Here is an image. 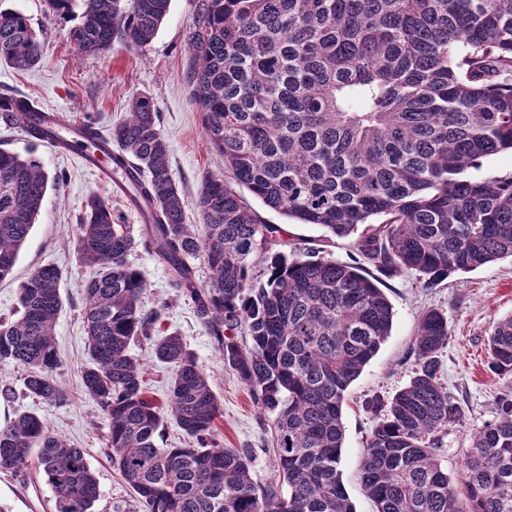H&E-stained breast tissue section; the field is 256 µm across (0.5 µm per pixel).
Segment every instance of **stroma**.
Segmentation results:
<instances>
[{"label": "stroma", "mask_w": 512, "mask_h": 512, "mask_svg": "<svg viewBox=\"0 0 512 512\" xmlns=\"http://www.w3.org/2000/svg\"><path fill=\"white\" fill-rule=\"evenodd\" d=\"M0 2L29 18L43 51L40 64L31 70L0 65V94L29 96L44 109L62 111L68 119L95 122L106 135L126 118L132 99L151 97L160 112L158 129L168 143L174 178L188 203L186 221L202 230V220L193 207L201 180L208 174L224 173V158L211 147L186 82L191 64L188 37L198 22L202 0H171L156 37L145 49L129 50L116 44L101 54L79 52L71 42L70 31L80 23V15L54 21L48 16L45 0ZM0 147L33 155L49 175L61 178L58 187L45 196L12 276L0 281V317L14 316L19 307V285L31 272L46 265L61 271L63 306L55 326L61 363L56 379L69 395L62 405L39 402L26 392L22 370L0 365V425L26 412L38 414L54 433L86 452L101 490L94 510L112 512L113 502L129 498L131 489L107 454L106 415L82 392L81 370L87 359L84 285L96 270L80 261L75 240L83 204L92 194L109 202L121 223L136 228L140 219L125 199L111 194L103 180L78 159L57 155L43 144L31 145L21 128L0 124ZM249 204L265 223L283 228L285 239L302 250L341 263L351 262L355 255L352 239L330 238L318 226L289 221L258 199H250ZM129 260L147 284L143 307L161 309L165 333L178 334L204 368L221 405L218 429L225 447L252 449L253 480L261 487L269 485L277 469L270 415L256 406L236 372L225 364L197 322L190 299L176 296L165 266L140 246ZM368 274L391 302L394 317L390 336L345 396V448L339 469L356 512H375L360 481L374 426L365 404L376 396L391 397L408 384L416 367L414 345L421 313L437 309L448 319V343L440 353V381L467 416L466 429L452 432L446 439L444 460L452 474L470 444L471 430L497 416V397L504 387L487 367V338L494 322L512 315L511 258L452 274L431 288L412 275L392 276L373 267ZM131 353L142 368L149 398L164 403L169 367L158 362L146 346L134 345ZM0 505L9 512H54V494L32 465L22 476L0 473Z\"/></svg>", "instance_id": "stroma-1"}]
</instances>
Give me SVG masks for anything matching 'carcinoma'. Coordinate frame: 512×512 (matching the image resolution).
I'll use <instances>...</instances> for the list:
<instances>
[{"mask_svg":"<svg viewBox=\"0 0 512 512\" xmlns=\"http://www.w3.org/2000/svg\"><path fill=\"white\" fill-rule=\"evenodd\" d=\"M78 2L71 38L94 54L116 41L145 48L170 7L47 0L63 20ZM189 49L191 98L224 175L202 178L201 239L185 223L155 101L133 99L112 129L116 162L145 173L134 197L144 224L136 240L108 202L86 200L76 249L97 273L85 285L84 394L107 416L112 464L146 512H355L338 469L343 402L393 324L364 265L431 288L512 258V174L463 177L483 158L512 152V0H202ZM39 60L28 17L1 8L0 65L25 70ZM9 99L0 122L44 137L39 105ZM48 187L40 162L0 149V280ZM242 187L299 224L355 237L358 261L277 251L255 275L253 255L287 242L281 227L260 222ZM137 244L167 267L224 362L273 416L276 482L258 487L253 451L217 441L220 404L206 372L181 338L160 334L161 309L142 306L146 283L128 261ZM198 255L211 272L205 285L190 264ZM61 278L53 266L35 270L19 288L20 316L0 321V365L22 370L29 395L55 405L68 401L55 380ZM136 342L173 369L163 406L146 396L130 354ZM447 343L448 318L423 312L409 383L366 403L375 425L361 482L377 512H512V316L487 339L489 367L505 380L497 416L474 432L457 479L443 447L466 414L438 378ZM167 419L187 443L159 446ZM33 453L54 512H94L100 487L82 449L32 413L0 426V472H23Z\"/></svg>","mask_w":512,"mask_h":512,"instance_id":"cac0c4a2","label":"carcinoma"}]
</instances>
